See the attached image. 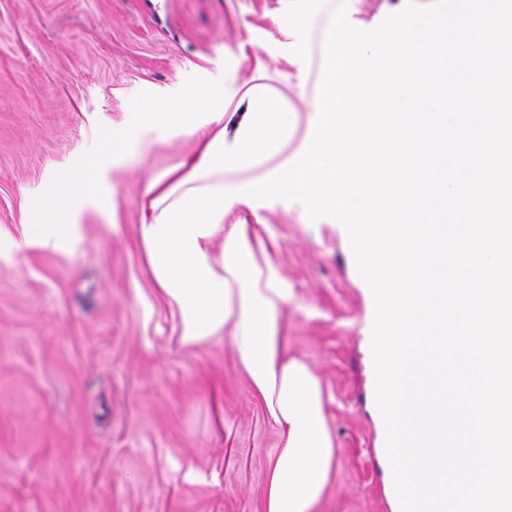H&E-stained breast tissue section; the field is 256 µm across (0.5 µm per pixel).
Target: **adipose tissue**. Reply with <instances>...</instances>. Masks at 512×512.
<instances>
[{"label": "adipose tissue", "mask_w": 512, "mask_h": 512, "mask_svg": "<svg viewBox=\"0 0 512 512\" xmlns=\"http://www.w3.org/2000/svg\"><path fill=\"white\" fill-rule=\"evenodd\" d=\"M130 110L129 125L106 131L97 154L81 159L73 174L52 182L25 244L63 248L78 236L84 208L110 214L114 193L106 183L107 170L148 134H191L206 124L216 128L179 168L145 181L141 206L146 230L189 189L237 188L245 185V172L281 166L297 124L295 112L275 106L243 113L236 124H226L224 89L209 84L173 104L147 98L134 101ZM219 240L224 246L218 250L214 244ZM197 244L216 281L228 285L229 313L210 336L229 338L240 368L280 432L281 447L269 466L264 512H314L336 462V444L326 422L320 377L288 355L282 318L292 290L255 225L221 222L210 235L198 237Z\"/></svg>", "instance_id": "1"}]
</instances>
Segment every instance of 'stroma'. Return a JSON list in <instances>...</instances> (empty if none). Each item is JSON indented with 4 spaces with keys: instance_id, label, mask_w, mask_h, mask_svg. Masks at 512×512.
Instances as JSON below:
<instances>
[{
    "instance_id": "1",
    "label": "stroma",
    "mask_w": 512,
    "mask_h": 512,
    "mask_svg": "<svg viewBox=\"0 0 512 512\" xmlns=\"http://www.w3.org/2000/svg\"><path fill=\"white\" fill-rule=\"evenodd\" d=\"M289 0H0V512H263L278 431L229 339L185 346L137 230L150 176L197 137L151 136L107 171L112 216L86 209L67 250L23 240L56 175L142 98L224 87L225 112L271 103L303 140L321 32L298 77ZM262 236L293 290L289 356L321 378L338 455L316 512H395L376 414L365 289L344 227L277 205Z\"/></svg>"
}]
</instances>
